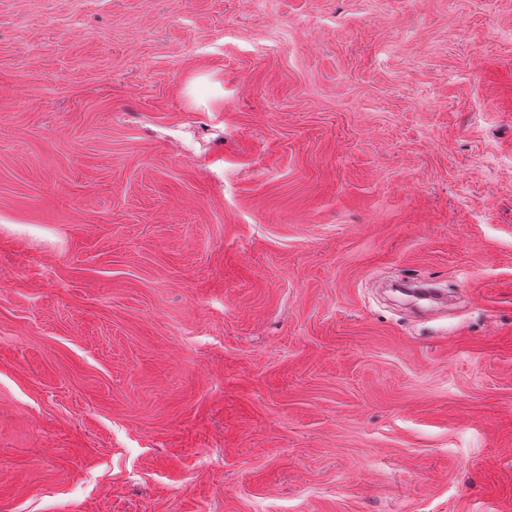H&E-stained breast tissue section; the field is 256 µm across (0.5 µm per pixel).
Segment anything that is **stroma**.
<instances>
[{"label":"stroma","mask_w":512,"mask_h":512,"mask_svg":"<svg viewBox=\"0 0 512 512\" xmlns=\"http://www.w3.org/2000/svg\"><path fill=\"white\" fill-rule=\"evenodd\" d=\"M0 512H512V0H0Z\"/></svg>","instance_id":"obj_1"}]
</instances>
